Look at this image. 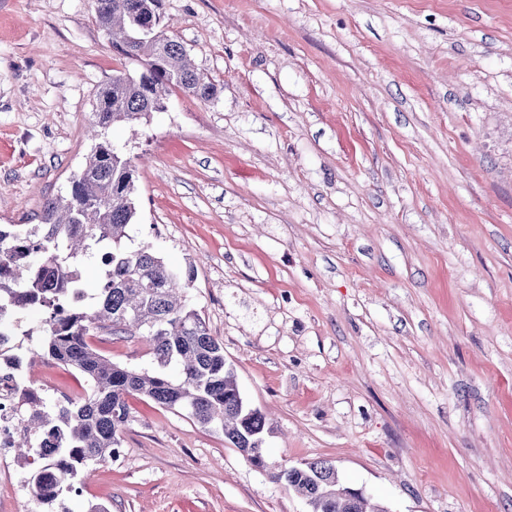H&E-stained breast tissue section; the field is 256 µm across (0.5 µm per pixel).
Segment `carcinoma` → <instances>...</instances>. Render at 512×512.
<instances>
[{
    "label": "carcinoma",
    "instance_id": "1",
    "mask_svg": "<svg viewBox=\"0 0 512 512\" xmlns=\"http://www.w3.org/2000/svg\"><path fill=\"white\" fill-rule=\"evenodd\" d=\"M112 48L135 64L138 74L115 70L93 115V128L134 127L163 110L175 90L201 100L216 96L217 85L195 70L184 45L162 29V0H92ZM138 206L131 159L108 141L94 145L65 195L46 198L39 223L0 228V326L30 306L45 309L44 335L37 354L76 370L90 382L84 398L25 418L28 432L18 443L30 454V438L59 431L66 445L63 473L48 459L30 468L35 483L55 481L54 498L80 496V474L90 464L111 461L129 421L127 398L137 395L186 413L202 427L220 431L238 450L253 447L267 432L257 409H240L242 393L224 345L186 299L195 267L169 264L148 243L127 245L126 228L136 223ZM100 259L90 308L56 315L68 288L79 284L80 268ZM95 329L144 336L153 366L129 369L112 363L86 341ZM275 478L300 494L310 512H350L340 496L335 467L326 461L288 469Z\"/></svg>",
    "mask_w": 512,
    "mask_h": 512
}]
</instances>
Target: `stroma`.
Returning a JSON list of instances; mask_svg holds the SVG:
<instances>
[{"label":"stroma","instance_id":"1","mask_svg":"<svg viewBox=\"0 0 512 512\" xmlns=\"http://www.w3.org/2000/svg\"><path fill=\"white\" fill-rule=\"evenodd\" d=\"M218 87L104 139L136 169L133 243L191 260L188 301L266 416L265 470L128 399L108 512H306L316 461L389 512H512V0H162ZM125 62L91 0H0V224H34L89 153ZM152 366L141 336L95 333ZM84 396L54 362L29 379Z\"/></svg>","mask_w":512,"mask_h":512}]
</instances>
